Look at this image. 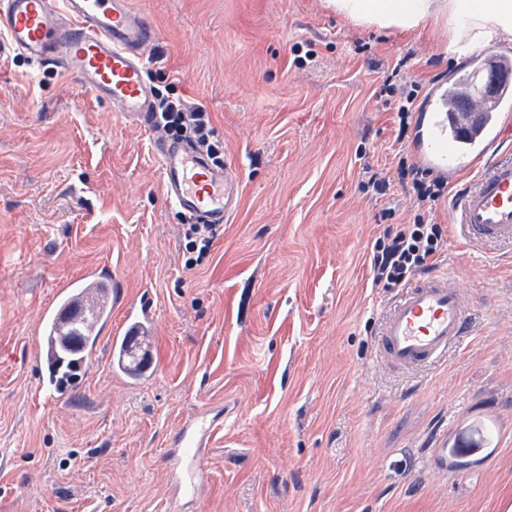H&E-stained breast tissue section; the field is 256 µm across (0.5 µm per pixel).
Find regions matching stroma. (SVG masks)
I'll return each instance as SVG.
<instances>
[{
  "mask_svg": "<svg viewBox=\"0 0 512 512\" xmlns=\"http://www.w3.org/2000/svg\"><path fill=\"white\" fill-rule=\"evenodd\" d=\"M130 2L158 32L149 85L210 112L240 207L186 267L154 133L62 67L0 58V512H173L169 439L203 408L224 426L186 512H512V246L461 240L440 201L431 270L459 288L468 332L422 369L377 356L397 293L372 287L370 248L417 208L410 184L380 196L363 169L417 163L385 71L405 60L420 112L460 69L447 30H378L324 0ZM95 266L152 301V374L114 372L104 336L47 402L39 314ZM481 435L488 462L437 467Z\"/></svg>",
  "mask_w": 512,
  "mask_h": 512,
  "instance_id": "1",
  "label": "stroma"
}]
</instances>
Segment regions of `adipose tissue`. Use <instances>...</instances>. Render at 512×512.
Masks as SVG:
<instances>
[{
	"label": "adipose tissue",
	"instance_id": "ef3b65f1",
	"mask_svg": "<svg viewBox=\"0 0 512 512\" xmlns=\"http://www.w3.org/2000/svg\"><path fill=\"white\" fill-rule=\"evenodd\" d=\"M326 0L336 13L381 29L413 31L433 22L447 26L448 50L487 46L512 38V0Z\"/></svg>",
	"mask_w": 512,
	"mask_h": 512
}]
</instances>
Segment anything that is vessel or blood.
Listing matches in <instances>:
<instances>
[{
    "label": "vessel or blood",
    "mask_w": 512,
    "mask_h": 512,
    "mask_svg": "<svg viewBox=\"0 0 512 512\" xmlns=\"http://www.w3.org/2000/svg\"><path fill=\"white\" fill-rule=\"evenodd\" d=\"M157 37L145 15L129 0H0V57L20 54L40 66L56 62L75 73L95 98L132 117L143 129L155 126L151 89L144 79L146 51ZM497 65L501 75L495 97L480 105L481 118L471 124L448 112V88L429 95L417 116L426 141L417 153L434 172L445 175L476 169L450 202L463 238L473 244H512V126L503 113L512 101V53L489 48L473 54L472 71ZM161 180L167 200L196 224L224 225L241 200L238 178L228 166L213 165L190 145L157 139ZM122 310L113 325V310ZM155 312L148 303L129 299L115 273L93 268L78 280L59 284L53 301L39 317L36 355L40 389L59 399L55 352L59 337L73 323L113 337L148 335ZM468 309L447 277L431 275L402 290L379 332L383 363L416 369L439 360L466 333ZM220 425L215 411L187 414L171 437L169 474L175 498H200L205 474L199 464Z\"/></svg>",
    "instance_id": "b4317fda"
}]
</instances>
